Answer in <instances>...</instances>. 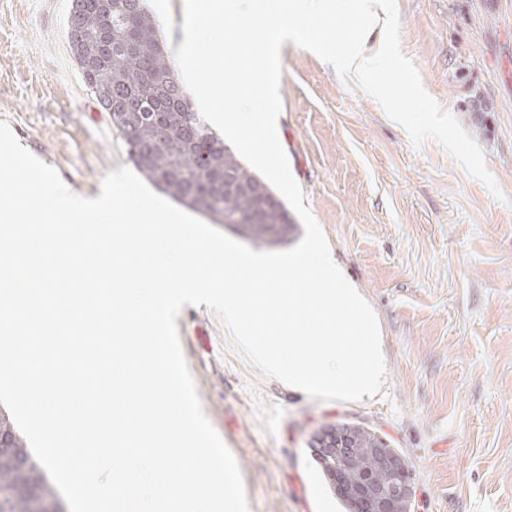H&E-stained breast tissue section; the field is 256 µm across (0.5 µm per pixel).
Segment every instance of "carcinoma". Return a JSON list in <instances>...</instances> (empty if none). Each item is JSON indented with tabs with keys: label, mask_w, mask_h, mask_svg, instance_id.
<instances>
[{
	"label": "carcinoma",
	"mask_w": 512,
	"mask_h": 512,
	"mask_svg": "<svg viewBox=\"0 0 512 512\" xmlns=\"http://www.w3.org/2000/svg\"><path fill=\"white\" fill-rule=\"evenodd\" d=\"M143 2L112 0V11L105 15L100 0H73L67 23L75 62L91 94L109 112L130 161L144 178L216 224L258 216L252 224L233 228L240 237L270 247L288 244L298 224L272 187L246 168L192 109ZM226 173L233 183H224ZM234 183L262 186L267 208L257 212V199L232 187ZM337 427L349 451L321 456L318 465L325 476L341 474L346 487L369 470L378 481H389L372 454L375 448L390 459H405L372 428L350 422ZM1 432L12 435L15 447H26L9 414L0 410ZM55 508L64 512L34 457L19 466L0 456V512Z\"/></svg>",
	"instance_id": "obj_1"
}]
</instances>
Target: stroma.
<instances>
[{
  "label": "stroma",
  "instance_id": "obj_1",
  "mask_svg": "<svg viewBox=\"0 0 512 512\" xmlns=\"http://www.w3.org/2000/svg\"><path fill=\"white\" fill-rule=\"evenodd\" d=\"M387 2L367 42L378 59L369 82L283 44L277 121L331 253L377 316L380 393L291 392L207 306L176 320L250 512H343L308 446L342 421L404 453L414 512H512V0ZM71 5L0 0V121L95 198L130 160L73 59ZM147 7L163 46L183 40V0ZM477 96L485 111H473Z\"/></svg>",
  "mask_w": 512,
  "mask_h": 512
}]
</instances>
